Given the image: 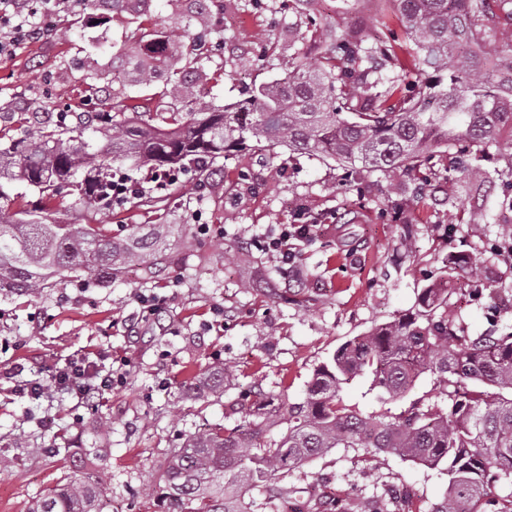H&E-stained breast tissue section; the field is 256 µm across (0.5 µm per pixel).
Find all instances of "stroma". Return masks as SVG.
<instances>
[{
    "instance_id": "stroma-1",
    "label": "stroma",
    "mask_w": 512,
    "mask_h": 512,
    "mask_svg": "<svg viewBox=\"0 0 512 512\" xmlns=\"http://www.w3.org/2000/svg\"><path fill=\"white\" fill-rule=\"evenodd\" d=\"M216 10L223 18L210 25L205 76L194 91L221 103L279 79L289 66L319 68L312 36L355 32L371 44L404 35L395 0H317L311 11L298 0H218ZM83 14L75 0H61L42 39L0 54V114L44 105L100 112L116 97L177 111L162 84L112 83L111 54L94 47L103 37L134 44L143 19L126 15L96 26L84 24ZM67 26L71 35L59 39L57 30ZM222 164L223 177L202 183L191 171L174 185L145 187L132 203L91 213L76 206L70 188L56 194L50 218L61 224H101L116 239L147 224H178L182 232L169 262L153 274L134 265L90 287L63 278L36 296L0 291V512H27L77 458L96 472L120 512H154L141 477L158 474L185 434L234 425L226 405L257 384L286 401L302 399L316 366L346 340L411 309L450 254H466L491 285L478 305L464 282L456 284L452 300L470 332L495 322L512 327V265L491 258L492 245L512 237L499 189L479 200L466 184L443 179L418 203L392 211L388 201L410 194L395 176L340 190L336 163L284 148L236 153ZM477 212L486 223H472ZM305 215L327 224L281 275L278 257L257 242ZM152 293L164 296L165 308L149 316L137 298ZM219 307L226 311L221 319ZM82 354L125 370L103 405L20 394L24 381L48 377ZM220 364L233 372L223 395L203 397L208 373ZM432 386L423 377L408 397L385 406L356 378L341 396L366 414H397ZM323 481L332 486L326 498L314 494ZM447 484L440 471L397 456L337 448L287 475L274 494L254 490L249 497L254 512H265L269 499L329 512L330 499L369 508L377 494L407 485L417 512H428Z\"/></svg>"
}]
</instances>
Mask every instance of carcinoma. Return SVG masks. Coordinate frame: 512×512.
<instances>
[{
  "label": "carcinoma",
  "instance_id": "cac0c4a2",
  "mask_svg": "<svg viewBox=\"0 0 512 512\" xmlns=\"http://www.w3.org/2000/svg\"><path fill=\"white\" fill-rule=\"evenodd\" d=\"M151 0H84L86 17L145 15ZM188 23L206 24L210 0H183ZM414 46L415 87L402 86L407 65L393 45L344 36L311 38L323 59L318 72L299 65L248 97L217 104L188 96L190 60L204 70L201 43L157 27L142 28L134 50L112 43V81L149 87L162 79L177 112L141 110L125 100L75 123L45 108L22 112V136L0 143V289L38 295L68 277L83 286L132 264L168 261L171 225L114 240L97 224H49L47 203L69 187L90 210L124 202L112 195L114 166L131 163L165 175L192 168L222 173L224 155L286 147L331 159L347 187L375 174L408 178L419 195L438 176L464 181L476 194L500 182L501 206L512 208V32L493 45L486 22L497 4L512 16V0H395ZM399 69L391 76L384 63ZM497 160L492 171L476 156ZM37 193L26 220L11 211L12 190ZM451 273L473 283L483 272L458 259ZM448 277L421 289L412 309L355 336L314 370L305 397L275 402L252 388L239 396L232 427L187 435L169 449L159 479L142 487L158 512H253L245 495L273 489L281 475L335 448L396 455L448 476L429 512H512V332L474 336L449 303ZM230 369L213 367L208 392H224ZM425 374L433 388L404 412L363 415L344 403L342 384L355 377L387 403L406 396ZM284 426L280 437L267 431ZM93 475L73 476L36 498L28 512H103Z\"/></svg>",
  "mask_w": 512,
  "mask_h": 512
}]
</instances>
